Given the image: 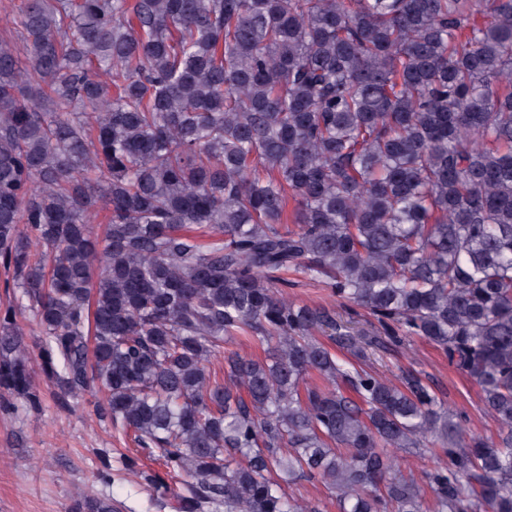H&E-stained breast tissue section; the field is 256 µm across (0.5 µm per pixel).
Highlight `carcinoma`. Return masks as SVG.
<instances>
[{"label":"carcinoma","instance_id":"carcinoma-1","mask_svg":"<svg viewBox=\"0 0 512 512\" xmlns=\"http://www.w3.org/2000/svg\"><path fill=\"white\" fill-rule=\"evenodd\" d=\"M8 23L0 264L41 372L104 388L157 500L320 512L289 492L318 479L338 512H512V0H21ZM288 273L441 348L497 439L370 369L382 337ZM0 391L38 405L12 305ZM411 449L445 458L421 484ZM288 285L280 286V288L288 294V298L293 300L297 304H307L311 306H326L335 307L336 311L342 313L345 316L344 310L353 318L359 328H363L366 331L371 332L372 327L370 322L376 324V321L369 313L362 307L351 305L346 308H339L336 300L330 297V293L327 288L312 284L306 280L294 275L288 274Z\"/></svg>","mask_w":512,"mask_h":512}]
</instances>
